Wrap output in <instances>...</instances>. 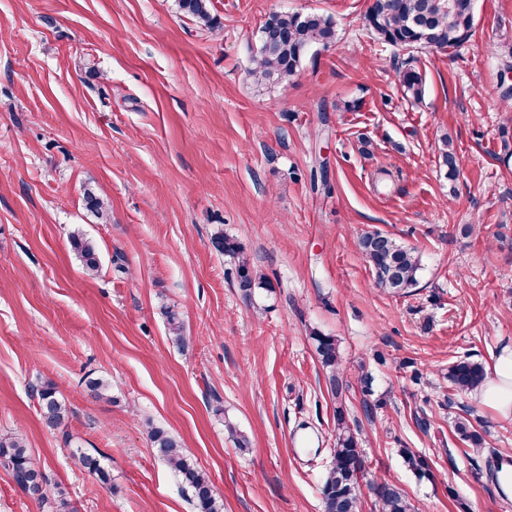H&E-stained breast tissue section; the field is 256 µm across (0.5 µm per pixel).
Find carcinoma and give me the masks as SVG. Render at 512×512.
Returning a JSON list of instances; mask_svg holds the SVG:
<instances>
[{
	"mask_svg": "<svg viewBox=\"0 0 512 512\" xmlns=\"http://www.w3.org/2000/svg\"><path fill=\"white\" fill-rule=\"evenodd\" d=\"M470 0H374L365 19L377 41L403 50L453 48L472 36L475 12ZM180 12L201 26L214 30L219 27L212 0H177ZM267 39L251 59L248 75L257 85L288 82L303 66L309 51L315 46L328 48L336 42V23L330 16L317 12H281L272 14L261 27ZM396 78L403 95L415 102L422 100L425 79L408 64L396 69ZM439 158L447 169L448 178L457 173V155L448 136L440 139ZM73 251L86 274L94 277L100 269L95 246L79 231L70 236ZM215 249L238 258L239 287L250 294L265 285L264 276L254 271L244 256L243 247L234 239L220 235L214 238ZM360 247L376 285L394 294L404 295L416 282L420 269L418 253L395 239L373 232L360 239ZM169 339L179 348L187 345L185 328L177 313L167 312ZM316 344L326 388L337 403L335 410V447L330 449L331 461L320 489L324 512H359L360 480L363 477L364 449L360 448L355 431L350 427L343 405L345 387L341 379V354L336 339L320 332H311ZM487 379L485 366L464 356L448 367V380L457 392L480 390ZM94 398L112 400V385L101 379L87 384ZM44 424L58 428L69 419L70 410L58 388L46 381L36 388ZM149 438L158 456L179 477L193 512H224V503L213 490L209 477L190 462L181 442L157 427L149 430ZM0 465L8 468L15 484L24 492L46 504L55 505L58 512H69L65 493L50 496L48 479L32 457L22 436L11 432L0 435ZM379 512H415L405 492L384 482L371 485Z\"/></svg>",
	"mask_w": 512,
	"mask_h": 512,
	"instance_id": "obj_1",
	"label": "carcinoma"
}]
</instances>
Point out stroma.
Listing matches in <instances>:
<instances>
[{"label":"stroma","instance_id":"1","mask_svg":"<svg viewBox=\"0 0 512 512\" xmlns=\"http://www.w3.org/2000/svg\"><path fill=\"white\" fill-rule=\"evenodd\" d=\"M213 3L209 31L176 0H0V434L24 435L74 512H192L152 425L208 473L224 512H323L336 403L318 330L339 344L366 480L401 488L416 512H512V486L489 471L512 457V415L448 382L457 359L490 369L512 349V112L497 49L512 0H476L460 48L415 52L418 103L395 79L406 52L366 25L367 0ZM283 11L332 16L337 40L259 88L247 73L259 29ZM77 229L98 249L95 277L70 246ZM371 231L417 249L409 294L376 286L358 245ZM219 233L266 286L239 288ZM91 379L111 382V400L90 395ZM44 381L71 408L55 430L32 391ZM462 417L481 450L457 433ZM73 441L107 481L71 457Z\"/></svg>","mask_w":512,"mask_h":512}]
</instances>
